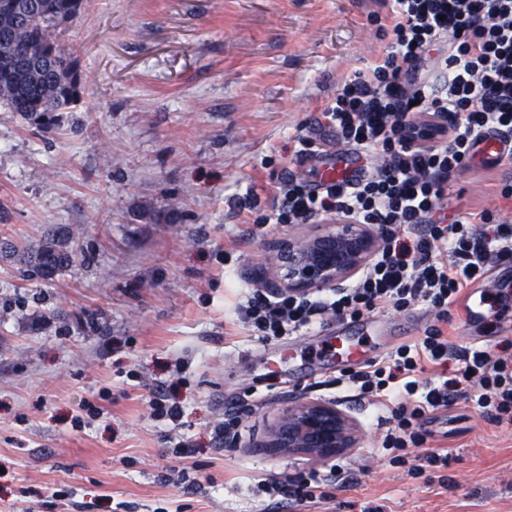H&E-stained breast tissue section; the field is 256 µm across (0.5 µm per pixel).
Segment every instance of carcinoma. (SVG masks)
<instances>
[{"label":"carcinoma","mask_w":512,"mask_h":512,"mask_svg":"<svg viewBox=\"0 0 512 512\" xmlns=\"http://www.w3.org/2000/svg\"><path fill=\"white\" fill-rule=\"evenodd\" d=\"M83 0H0V104L44 130L74 109L84 88L77 61L58 44V27L74 19ZM73 232L53 230L37 247L0 253L28 275L49 280L75 262Z\"/></svg>","instance_id":"1"}]
</instances>
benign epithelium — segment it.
<instances>
[{"label":"benign epithelium","instance_id":"1","mask_svg":"<svg viewBox=\"0 0 512 512\" xmlns=\"http://www.w3.org/2000/svg\"><path fill=\"white\" fill-rule=\"evenodd\" d=\"M377 249V237L362 224L312 234L277 245L273 284L279 290L304 292L340 283L355 275ZM358 427L331 403L303 402L270 429L262 448L330 458L357 447Z\"/></svg>","mask_w":512,"mask_h":512}]
</instances>
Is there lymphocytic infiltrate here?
<instances>
[{"label": "lymphocytic infiltrate", "instance_id": "1", "mask_svg": "<svg viewBox=\"0 0 512 512\" xmlns=\"http://www.w3.org/2000/svg\"><path fill=\"white\" fill-rule=\"evenodd\" d=\"M391 40L367 71L343 77L321 113L338 143L353 153L374 151L379 163L354 180L312 188L281 174V200L271 221L304 224L322 214L373 225L382 245L358 276L327 294L274 296L246 289L239 324L258 341L280 339L326 317L356 320L418 303L437 313L422 338L385 359L343 374L359 398L386 409L383 447L411 476L448 457L427 447L433 413L465 403L495 423L512 421V356L455 348L440 324L464 287L512 262V225L485 210L457 205L442 214L449 180L465 168L485 132L512 137V0H394L387 16ZM435 51L430 80L409 78L424 50ZM451 375L419 383L427 364ZM335 473L312 469L257 488L297 505L330 499Z\"/></svg>", "mask_w": 512, "mask_h": 512}]
</instances>
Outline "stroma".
<instances>
[{
    "label": "stroma",
    "mask_w": 512,
    "mask_h": 512,
    "mask_svg": "<svg viewBox=\"0 0 512 512\" xmlns=\"http://www.w3.org/2000/svg\"><path fill=\"white\" fill-rule=\"evenodd\" d=\"M392 0H85L58 29L84 85L76 109L45 133L0 111V242L74 231L72 267L43 281L0 259V512H512V424L460 403L435 420L448 465L411 478L382 449L381 410L334 385L336 322L263 344L235 324L241 289L270 288L277 244L335 228L256 226L277 204L272 164L312 178L296 133L334 151L319 124L342 77L366 70ZM512 174L473 161L448 182L458 202L512 222L491 184ZM257 196L256 211L238 203ZM379 360L437 324L425 304L379 312ZM456 347L512 344V320L442 324ZM182 406L197 485L161 483L175 465L168 425L149 400ZM250 392L240 412L236 396ZM306 400L336 404L358 447L313 459L262 447ZM94 412L91 426L75 417ZM238 418L236 438L215 428ZM343 468L330 500L275 505L266 476Z\"/></svg>",
    "instance_id": "35a3bbf8"
}]
</instances>
